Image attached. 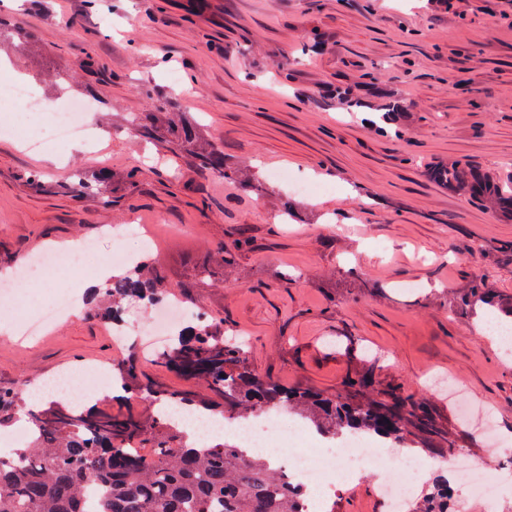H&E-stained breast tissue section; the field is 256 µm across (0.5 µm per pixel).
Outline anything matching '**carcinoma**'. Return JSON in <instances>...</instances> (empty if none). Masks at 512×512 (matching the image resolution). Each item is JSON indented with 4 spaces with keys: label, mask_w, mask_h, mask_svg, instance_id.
Listing matches in <instances>:
<instances>
[{
    "label": "carcinoma",
    "mask_w": 512,
    "mask_h": 512,
    "mask_svg": "<svg viewBox=\"0 0 512 512\" xmlns=\"http://www.w3.org/2000/svg\"><path fill=\"white\" fill-rule=\"evenodd\" d=\"M398 103L379 115L383 131L403 136ZM141 135L161 139L183 151L192 165L226 181L263 190L259 174L241 168L217 148L194 117L169 111L156 102L151 111L134 117ZM137 172L117 177L99 168L77 173L83 184L112 192V183H133ZM432 180L466 193L489 208L512 213V181L501 182L470 165H438ZM250 246L240 239L233 247L220 244L190 274L191 285L215 288L224 282V268L235 252ZM173 288L154 260H143L129 273L95 292L91 317L107 324L127 304L150 305ZM448 308L476 322L485 312L512 322V293L474 274L448 291ZM248 343L224 331V319L210 317L196 334L183 336L154 358L198 386L196 391H170L155 384L136 356L112 364L124 393L173 400L222 417H247L258 405H287L295 414L330 435L349 424L384 435L393 446L413 448L443 458L459 451L476 456L484 447L451 412L435 402L380 387V359L361 354L350 340L345 349L359 361L347 372L343 387L325 392L311 386H288L255 372ZM26 416L34 435L25 447L0 454V512H298L297 493L288 477L262 457L246 462L232 442L192 448L182 443L180 429L152 409L140 415L115 416L97 408H77L52 397L30 403L21 387L0 386V427ZM152 452L142 455L133 444ZM94 482L101 496L89 506L86 487ZM411 512H448V480L437 477L433 487L412 504Z\"/></svg>",
    "instance_id": "1"
}]
</instances>
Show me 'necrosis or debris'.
<instances>
[{
    "label": "necrosis or debris",
    "instance_id": "4bbe7bcc",
    "mask_svg": "<svg viewBox=\"0 0 512 512\" xmlns=\"http://www.w3.org/2000/svg\"><path fill=\"white\" fill-rule=\"evenodd\" d=\"M0 101L10 103L12 112L18 116L28 112L48 115L47 128L28 137L34 149L46 141L64 146L98 133L92 120L93 106L85 99L40 97L25 81L11 80L0 82ZM97 254L93 241L83 242L69 252L45 253L13 278L0 281V296L13 298L24 293L33 281L45 278L61 265L81 270L86 260ZM74 306L75 297L70 290L54 289L41 304L37 320L20 326V335H35L70 313ZM199 326L194 307L175 296L149 306L141 326L130 327L123 318L114 321L112 335L119 344L138 352L146 346H157L172 331L195 332ZM111 382V373L87 367L76 375H61L53 386L74 404L83 405L99 397ZM182 433L185 440L195 442L216 435L228 436L237 442L243 458H269L285 471L290 484L302 491L299 512H323L341 480H369L387 512H408L416 489L428 486L436 471L448 474L452 512H462V503L468 496L481 502L483 512H502L505 488L512 485L511 467L501 465L493 469L480 460H464L459 454L446 459L419 455L408 448L389 447L385 438L355 427L332 438L298 417L289 416L284 406L263 407L245 419L190 415L182 425Z\"/></svg>",
    "mask_w": 512,
    "mask_h": 512
}]
</instances>
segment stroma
<instances>
[{
	"mask_svg": "<svg viewBox=\"0 0 512 512\" xmlns=\"http://www.w3.org/2000/svg\"><path fill=\"white\" fill-rule=\"evenodd\" d=\"M119 2L102 20L81 13V0H24L11 12L22 37L0 42V79L89 97L104 133L61 153L0 136V275L82 239L109 253L111 228L135 222L150 227L178 283L217 244L245 236L252 246L223 286L196 295L246 337L257 373L336 391L350 367L342 340L353 336L381 356L384 382L446 409L437 381L461 383L512 433V356L443 303L474 273L512 293V253L500 248L512 218L426 175L459 160L512 178V0H205L192 16L188 0ZM391 95L410 106L402 139L363 120ZM159 98L194 112L264 179L285 169L322 193L284 223L283 194L261 198L184 161L168 174L128 122ZM101 166L138 169L136 186L109 202L60 190L65 176ZM351 271L381 292L332 297L319 284ZM275 272L291 284L274 283ZM125 357L110 326L80 311L35 340L0 334V386Z\"/></svg>",
	"mask_w": 512,
	"mask_h": 512,
	"instance_id": "1",
	"label": "stroma"
}]
</instances>
